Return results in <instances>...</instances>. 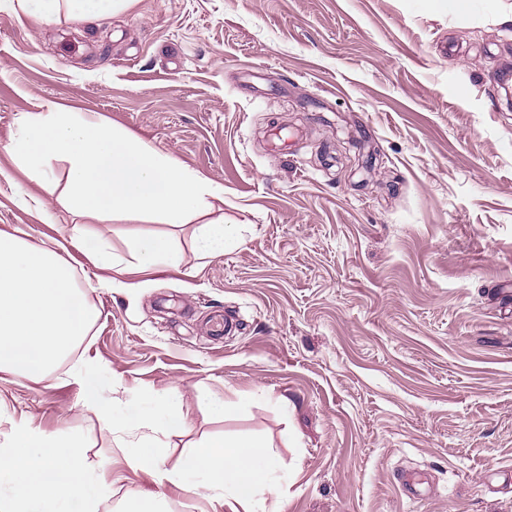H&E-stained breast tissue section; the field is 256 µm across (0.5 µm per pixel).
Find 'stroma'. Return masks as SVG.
I'll list each match as a JSON object with an SVG mask.
<instances>
[{"label": "stroma", "instance_id": "35a3bbf8", "mask_svg": "<svg viewBox=\"0 0 512 512\" xmlns=\"http://www.w3.org/2000/svg\"><path fill=\"white\" fill-rule=\"evenodd\" d=\"M512 0H136L89 24L0 11V234L55 247L77 218L11 162L19 113L52 103L121 125L224 188L237 242L202 258L193 225L90 219L117 252L167 234L181 270L124 275L75 248L98 318L44 381L0 371V437L26 417L87 437L97 512L159 491L131 469L72 373L107 407L174 390L165 465L221 433L288 468L284 512H512ZM294 131L269 148L272 121ZM248 397L230 416L211 398ZM424 479L422 497L399 478Z\"/></svg>", "mask_w": 512, "mask_h": 512}]
</instances>
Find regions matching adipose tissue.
<instances>
[{
    "instance_id": "adipose-tissue-1",
    "label": "adipose tissue",
    "mask_w": 512,
    "mask_h": 512,
    "mask_svg": "<svg viewBox=\"0 0 512 512\" xmlns=\"http://www.w3.org/2000/svg\"><path fill=\"white\" fill-rule=\"evenodd\" d=\"M132 3L0 0V10L50 24L64 16L100 21ZM10 152L16 166L50 192L57 189L55 165L65 164L62 191L70 210L82 219L123 217L178 226L198 216L202 222L194 240L205 257L223 254L235 240L236 225L213 215L216 203L224 199L223 187L122 127L50 105L20 114ZM66 235L95 265L118 273L176 269L183 262L180 249L161 235L134 237L122 254L82 221ZM75 376L83 402L101 410L105 428L136 431V440L125 450L131 467L182 492L207 493L214 505L229 506L232 512H283L286 477L265 442L228 435L205 439L185 448L179 467L166 468L163 439L184 427L176 395L162 394L152 405L134 406L114 419L103 411L108 390L97 368L82 362ZM80 446V437L73 433H47L25 421L17 424L0 442V486L5 489L0 512H95L101 488L92 482Z\"/></svg>"
}]
</instances>
